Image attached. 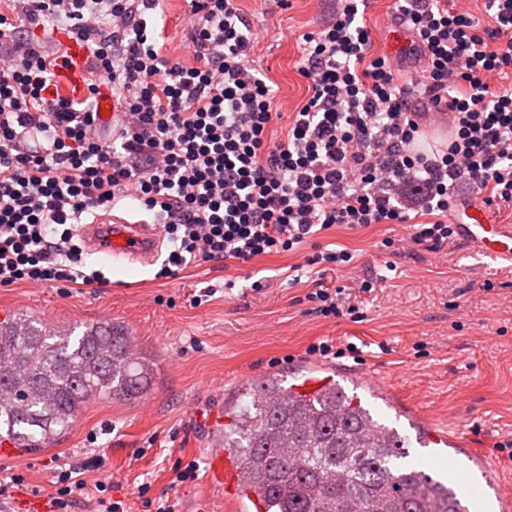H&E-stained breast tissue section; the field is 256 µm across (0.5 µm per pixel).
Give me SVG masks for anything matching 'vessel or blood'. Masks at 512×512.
Here are the masks:
<instances>
[{
	"instance_id": "obj_1",
	"label": "vessel or blood",
	"mask_w": 512,
	"mask_h": 512,
	"mask_svg": "<svg viewBox=\"0 0 512 512\" xmlns=\"http://www.w3.org/2000/svg\"><path fill=\"white\" fill-rule=\"evenodd\" d=\"M66 64L56 72L57 90L61 96L74 98L81 95L88 74V50L73 39H64ZM429 138H447L450 133L448 115L432 112L422 119ZM449 223L458 225L462 236L477 249L495 257L512 261V225L500 223L495 215L483 206L477 198L462 200L448 215ZM87 248L99 254L108 263L118 261H150L160 248L162 231L160 225L129 222L116 215H100L93 223L82 229ZM356 381L372 388L381 395L386 406L395 408L399 402L389 385L377 376L357 373ZM209 465L206 476L209 489L191 499L182 512H241L239 501L224 497V475L237 472L238 466L227 459L221 444H214L207 451ZM429 470L447 475L449 481L469 495H477L466 472L460 470L454 461L444 453L433 455L428 463Z\"/></svg>"
}]
</instances>
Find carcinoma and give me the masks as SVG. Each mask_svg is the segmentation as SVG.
<instances>
[{"mask_svg":"<svg viewBox=\"0 0 512 512\" xmlns=\"http://www.w3.org/2000/svg\"><path fill=\"white\" fill-rule=\"evenodd\" d=\"M154 377L117 324L76 334L27 314L0 322V439L45 448L90 400L137 399ZM224 417L239 488L264 512H468L438 478L407 469L409 438L334 383L308 396L278 376L248 381L224 399Z\"/></svg>","mask_w":512,"mask_h":512,"instance_id":"1","label":"carcinoma"}]
</instances>
